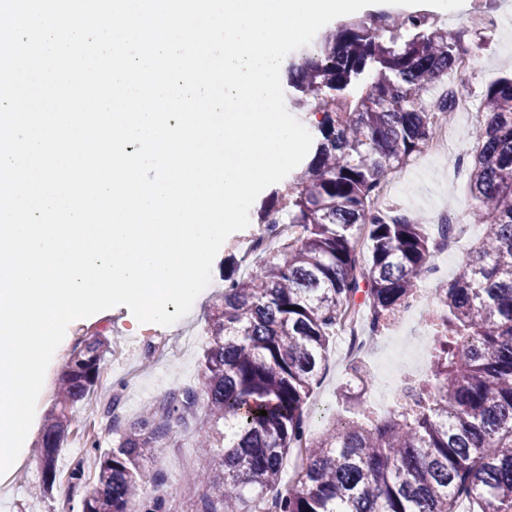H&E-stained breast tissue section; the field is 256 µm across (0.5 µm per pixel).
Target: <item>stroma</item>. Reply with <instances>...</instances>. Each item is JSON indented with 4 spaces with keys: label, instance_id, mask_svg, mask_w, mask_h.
<instances>
[{
    "label": "stroma",
    "instance_id": "1",
    "mask_svg": "<svg viewBox=\"0 0 512 512\" xmlns=\"http://www.w3.org/2000/svg\"><path fill=\"white\" fill-rule=\"evenodd\" d=\"M479 59L482 70L477 78L466 81L464 87L465 92L474 96L486 83L512 73V37L490 43L481 50ZM467 183L468 173L464 170L452 176L435 165L413 171L405 169L400 173L399 188L390 196L389 202L402 212L430 218L450 206L470 207ZM247 235V230L243 229L228 236L212 265L214 289L202 292L185 322L179 323L176 329L160 328L151 323L133 328V314L123 305L111 308L101 317L82 318L69 324L57 356L46 371L22 457L13 468L0 475V512H79L77 499L70 496L66 487H56L45 497L32 493L33 486L41 477L40 440L46 416L54 403L58 380L78 338L99 333L108 341L125 342L126 352L123 359H107L106 375L96 396L77 404L75 412L81 425L77 432L69 435L58 458L60 472H68L77 459L85 457L88 437H96L100 447H111L114 440L112 425L125 428L140 419L145 410L144 397L152 394L160 381L173 385L182 383L189 389L196 386L208 341L207 317L213 306L221 302L219 286L225 276L243 273L244 251L240 244ZM177 334L190 337L178 358L154 355L155 346ZM203 418V412L199 411L188 424L174 422L173 434L155 457L146 462V469L160 475L161 486L178 491V479L194 466L196 434Z\"/></svg>",
    "mask_w": 512,
    "mask_h": 512
}]
</instances>
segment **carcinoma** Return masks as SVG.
<instances>
[{"instance_id": "obj_1", "label": "carcinoma", "mask_w": 512, "mask_h": 512, "mask_svg": "<svg viewBox=\"0 0 512 512\" xmlns=\"http://www.w3.org/2000/svg\"><path fill=\"white\" fill-rule=\"evenodd\" d=\"M424 13H369L327 33L289 64L300 98L322 114L305 168L271 192L260 224L297 233L262 254L259 270L224 278L209 317L198 391L132 424L102 449L94 472L76 462L66 486L81 512H171L144 494L143 461L167 439L179 411L206 398L198 432L196 512H512V74L486 85L468 189L481 237L460 271L437 288L428 374L403 412L372 421L345 389L344 411L314 437L307 400L320 384L335 329L356 306L370 332L413 299L436 244L428 220L373 211L369 199L426 145L430 90L473 49ZM364 233L365 249L358 248ZM108 340L74 346L58 382L42 448L59 455L76 404L105 374ZM267 415H259V411ZM304 450L293 481L284 463Z\"/></svg>"}]
</instances>
